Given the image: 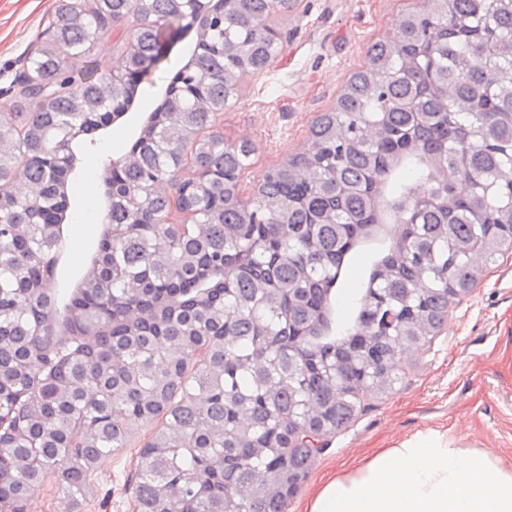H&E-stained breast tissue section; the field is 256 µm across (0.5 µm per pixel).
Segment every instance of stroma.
<instances>
[{"instance_id": "stroma-1", "label": "stroma", "mask_w": 512, "mask_h": 512, "mask_svg": "<svg viewBox=\"0 0 512 512\" xmlns=\"http://www.w3.org/2000/svg\"><path fill=\"white\" fill-rule=\"evenodd\" d=\"M57 5L58 0H0V113L13 111V82ZM419 6L420 0H295L290 12L273 11L271 23L285 35L282 46L270 67L240 79L238 99L217 127L225 143L248 141L255 148L242 185L262 183L288 158L307 151L316 120L335 108L345 81L366 66L369 47L396 39L403 16ZM197 40V28L184 30L168 57L141 81L129 111L99 131L95 143L85 144L68 181L69 212L102 222L108 162L138 138ZM125 50V36L115 31L89 53L69 55L68 66L93 69L95 79L107 82L124 73ZM399 233V225H384L350 254L332 295L338 325L352 323L373 262ZM63 234L54 274L62 298L82 280L99 243L68 223ZM398 375L387 393L366 395L357 418L329 438L287 512H301L327 476L346 474L377 449L419 432L445 431L457 446L512 462V253L483 267L472 291L449 306L436 335L403 354ZM160 426L157 420L129 424L125 446L101 459L89 476L81 512H133L139 452Z\"/></svg>"}]
</instances>
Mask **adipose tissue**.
<instances>
[{
  "label": "adipose tissue",
  "instance_id": "1",
  "mask_svg": "<svg viewBox=\"0 0 512 512\" xmlns=\"http://www.w3.org/2000/svg\"><path fill=\"white\" fill-rule=\"evenodd\" d=\"M307 512H512V464L432 430L325 482Z\"/></svg>",
  "mask_w": 512,
  "mask_h": 512
}]
</instances>
